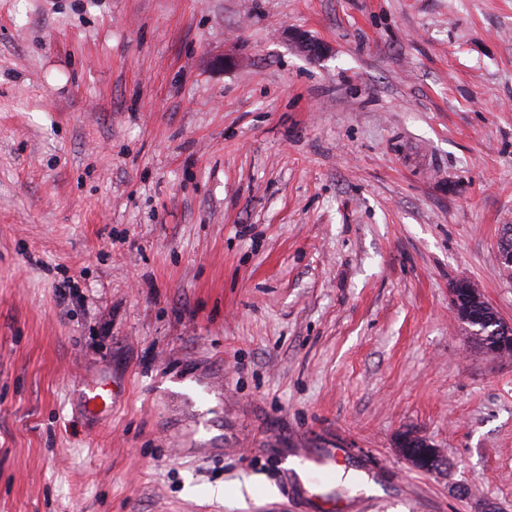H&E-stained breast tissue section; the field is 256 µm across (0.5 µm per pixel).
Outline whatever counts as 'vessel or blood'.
Masks as SVG:
<instances>
[{
	"label": "vessel or blood",
	"mask_w": 512,
	"mask_h": 512,
	"mask_svg": "<svg viewBox=\"0 0 512 512\" xmlns=\"http://www.w3.org/2000/svg\"><path fill=\"white\" fill-rule=\"evenodd\" d=\"M301 464L302 474L297 479L294 492L304 512H353L351 501L316 492L321 477L332 475L345 457V449L338 442L325 440L316 448H297L293 451Z\"/></svg>",
	"instance_id": "obj_1"
}]
</instances>
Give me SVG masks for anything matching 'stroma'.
Listing matches in <instances>:
<instances>
[{"label": "stroma", "mask_w": 512, "mask_h": 512, "mask_svg": "<svg viewBox=\"0 0 512 512\" xmlns=\"http://www.w3.org/2000/svg\"><path fill=\"white\" fill-rule=\"evenodd\" d=\"M505 224L512 0H0V512H512ZM449 294L452 310L470 336H483V331L493 323L494 329L491 334L494 336V342L485 345L486 351L499 357L512 355V323L504 321L499 316L485 300L479 288H475L470 281L459 280L456 282V288L449 289ZM478 310L490 313L492 322L476 313ZM421 443L418 450L413 444ZM397 451L406 463L417 470L436 472L446 468L448 461L439 448H436L426 438L411 432L402 433L397 442ZM339 446L336 440L327 439L319 448H291L292 454L300 459L303 474L290 473V477L294 474L297 478L295 488L291 485L290 488L305 512H353L351 501L336 500L334 496L315 493L310 489L312 485L321 487L319 477H328L336 472V465L347 455L345 448Z\"/></svg>", "instance_id": "stroma-1"}]
</instances>
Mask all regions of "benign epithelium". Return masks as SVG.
I'll return each mask as SVG.
<instances>
[{
	"mask_svg": "<svg viewBox=\"0 0 512 512\" xmlns=\"http://www.w3.org/2000/svg\"><path fill=\"white\" fill-rule=\"evenodd\" d=\"M301 50L311 61L321 59L325 46L307 36H299ZM450 303L456 318L472 336H480L489 325H494V342L486 351L494 356L512 355V323L504 321L485 300L480 289L467 280H459L449 289ZM397 451L406 463L417 470L436 472L448 465L440 449L427 439L411 432L399 436Z\"/></svg>",
	"mask_w": 512,
	"mask_h": 512,
	"instance_id": "benign-epithelium-1",
	"label": "benign epithelium"
}]
</instances>
